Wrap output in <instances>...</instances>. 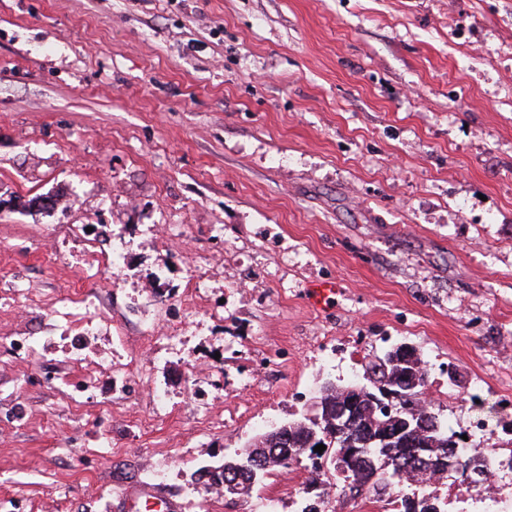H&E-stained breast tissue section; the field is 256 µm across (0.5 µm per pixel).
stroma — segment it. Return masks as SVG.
<instances>
[{
  "label": "stroma",
  "mask_w": 512,
  "mask_h": 512,
  "mask_svg": "<svg viewBox=\"0 0 512 512\" xmlns=\"http://www.w3.org/2000/svg\"><path fill=\"white\" fill-rule=\"evenodd\" d=\"M400 344L511 456L512 0H0V512H301L201 471ZM150 499L159 501L164 509L163 512H176L179 510L178 505L173 500L153 488L144 489L133 496L129 502L127 510L131 512H139L143 500L147 505Z\"/></svg>",
  "instance_id": "obj_1"
}]
</instances>
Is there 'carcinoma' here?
<instances>
[{"label": "carcinoma", "mask_w": 512, "mask_h": 512, "mask_svg": "<svg viewBox=\"0 0 512 512\" xmlns=\"http://www.w3.org/2000/svg\"><path fill=\"white\" fill-rule=\"evenodd\" d=\"M421 370L427 368L418 354H405L393 364L379 357L364 370L367 384L329 388L316 413L262 433L207 475L233 502L251 495L264 474L305 456L311 477L303 493L311 498L301 512H327L333 498L342 504L363 495L381 500L403 480H415L412 462L423 448L428 449L426 468L433 477L448 473L450 454L464 465L488 461L489 453L468 447L463 433L443 422L434 409L419 406L429 386L427 374L414 383ZM385 389L401 394V399L394 402L392 417L381 420L377 399ZM319 444L326 446L320 454L314 451ZM402 512L446 510L439 498L425 493L405 497Z\"/></svg>", "instance_id": "carcinoma-1"}]
</instances>
